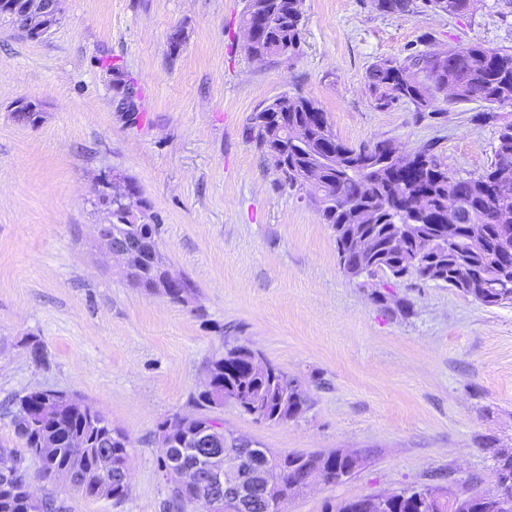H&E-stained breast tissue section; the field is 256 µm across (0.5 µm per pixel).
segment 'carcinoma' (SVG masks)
Listing matches in <instances>:
<instances>
[{"label": "carcinoma", "mask_w": 512, "mask_h": 512, "mask_svg": "<svg viewBox=\"0 0 512 512\" xmlns=\"http://www.w3.org/2000/svg\"><path fill=\"white\" fill-rule=\"evenodd\" d=\"M376 9L395 14L409 10L411 0H373ZM431 9L463 15L474 0H425ZM303 0H245L241 28L252 31L249 51L265 58H291L300 52ZM440 59L433 52L409 56L404 62L382 60L371 65L368 90L377 107L385 109L404 100L419 110L430 107L436 94L452 91L449 101L481 100L486 121L497 119L496 110L512 107V53L481 42L462 52L451 47ZM424 79H418V74ZM250 136L257 148L279 171L281 184L295 189L318 171L311 199L323 223L333 232L343 273L351 279H372L381 271L400 280L416 276L426 282L453 288L486 305L512 302V251L502 250L500 225L512 223V179L499 176L504 161H512V124L499 128L495 162L478 176L456 177L424 146L411 163L399 167L387 162L389 141L358 146L342 141L318 103L300 93H284L251 116ZM147 209L133 194L112 201V223L125 224L137 234L142 251L157 245L159 225L136 222ZM374 241V251L363 256L351 226ZM261 355L243 344L228 346L207 366L211 388L194 398L198 413H175L161 423L171 425L170 445L164 447L160 467L174 462L195 475V488L172 484L167 508L183 512L191 496L205 498L209 483L201 449L183 443L185 434H205L224 441V424L216 412L231 402L254 419L279 423L299 416L308 398L297 382L271 364L266 371L250 372ZM44 391L17 398L11 423L22 442L24 455L39 466L42 477L54 480L64 474L91 498L120 501L128 494L126 472L131 443L112 426L106 414L73 394L66 395L62 410L52 416L42 407ZM246 486L264 473L263 452L244 441L228 445ZM13 465L0 467V512H29L26 472L14 450L0 448V459ZM281 478L290 486L304 479L325 485L349 478L359 463L337 451L289 452L278 455ZM428 487L403 489L388 499L384 512H451L448 502H428Z\"/></svg>", "instance_id": "carcinoma-1"}]
</instances>
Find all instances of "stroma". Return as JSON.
Wrapping results in <instances>:
<instances>
[{
	"instance_id": "1",
	"label": "stroma",
	"mask_w": 512,
	"mask_h": 512,
	"mask_svg": "<svg viewBox=\"0 0 512 512\" xmlns=\"http://www.w3.org/2000/svg\"><path fill=\"white\" fill-rule=\"evenodd\" d=\"M414 3L384 14L372 0H305L300 56L265 62L242 49L244 0H62L41 39L0 27V445L20 448L12 402L34 390L82 396L132 445L127 497L59 481L66 512H167L157 426L194 413L208 361L235 340L295 379L309 406L259 423L228 403L226 430L276 453L363 457L285 512L422 485L493 491L494 451L512 448V303L413 277L383 292L379 279L349 280L330 227L246 135L253 112L298 92L348 143L430 144L449 174H481L511 107L491 123L479 100L380 109L368 70L476 40L512 50V0L455 16ZM114 65L136 113L118 105ZM21 100L37 122L15 120ZM116 173L147 201L170 271L194 289L187 303L139 288L102 250L100 193Z\"/></svg>"
}]
</instances>
